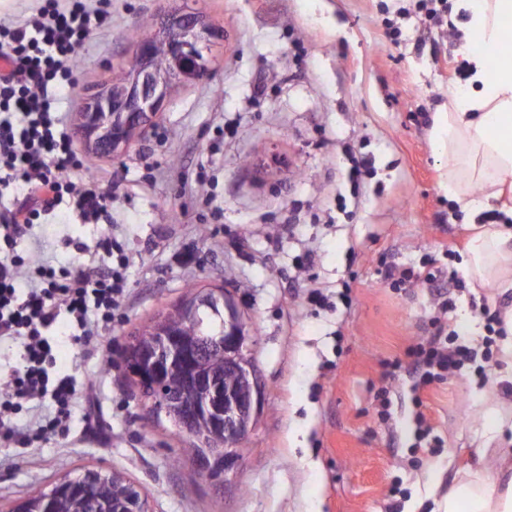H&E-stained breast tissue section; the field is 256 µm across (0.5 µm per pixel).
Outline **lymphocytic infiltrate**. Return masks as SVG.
<instances>
[{
    "label": "lymphocytic infiltrate",
    "mask_w": 512,
    "mask_h": 512,
    "mask_svg": "<svg viewBox=\"0 0 512 512\" xmlns=\"http://www.w3.org/2000/svg\"><path fill=\"white\" fill-rule=\"evenodd\" d=\"M99 0H40L34 14L0 22V198L14 189L26 194L0 225V340L23 343L20 364L0 372V438L14 434L11 418L24 404L46 399L52 414L40 420L39 435L71 427L72 411L89 383L57 370L47 330L68 315L72 341L85 358L100 357L93 345L99 322H110L120 307L125 259L116 266L81 265L73 271L32 267L16 250L19 239L62 202L88 224L112 203L111 187L77 159L57 94L76 87L70 62L89 36L108 25ZM444 299L433 318L435 333L412 350L419 386H427L473 362L469 347L455 344Z\"/></svg>",
    "instance_id": "lymphocytic-infiltrate-1"
}]
</instances>
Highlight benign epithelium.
Here are the masks:
<instances>
[{
  "mask_svg": "<svg viewBox=\"0 0 512 512\" xmlns=\"http://www.w3.org/2000/svg\"><path fill=\"white\" fill-rule=\"evenodd\" d=\"M211 35L202 15L185 7H173L160 25L137 42L132 64L122 77L101 86L80 112V135L97 151L107 155L125 152L138 132L151 126L158 107L169 90L182 82L199 81L209 75L197 65L193 47ZM224 307V329L217 336H199L192 350H185L166 325V313L156 316L161 324L159 336L145 348L130 339L127 364L141 383L143 399L158 416L168 413L175 399L165 392L164 373L187 359L224 358V371L247 380L241 390L227 388L220 380L198 374L187 379L193 393L192 403L174 416V424L186 434L193 424L207 418L223 430L221 447L194 457L195 471L209 479L229 475L243 457V446L254 429L262 405V387L253 361L254 343L247 319L238 310L231 295L222 290L195 293L180 306L190 318L199 310Z\"/></svg>",
  "mask_w": 512,
  "mask_h": 512,
  "instance_id": "1",
  "label": "benign epithelium"
}]
</instances>
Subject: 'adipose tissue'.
I'll return each instance as SVG.
<instances>
[{
  "instance_id": "1",
  "label": "adipose tissue",
  "mask_w": 512,
  "mask_h": 512,
  "mask_svg": "<svg viewBox=\"0 0 512 512\" xmlns=\"http://www.w3.org/2000/svg\"><path fill=\"white\" fill-rule=\"evenodd\" d=\"M452 12L466 15L470 41L483 50L466 53L467 85L439 113L436 140L448 148L449 197L476 215L512 187V0H454ZM461 268L479 285L511 290L512 229L485 226ZM484 417L483 440L499 450V468L463 474L436 512H512V414L491 408Z\"/></svg>"
}]
</instances>
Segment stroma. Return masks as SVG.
Here are the masks:
<instances>
[{
    "label": "stroma",
    "instance_id": "stroma-1",
    "mask_svg": "<svg viewBox=\"0 0 512 512\" xmlns=\"http://www.w3.org/2000/svg\"><path fill=\"white\" fill-rule=\"evenodd\" d=\"M167 0H112V23L73 63L62 110L76 124L88 89L119 75ZM216 34L209 79L173 86L154 128L122 155L75 140L105 176L107 218L60 205L18 243L32 264H108L78 253L109 234L127 258L121 315L101 328L111 365L81 358L67 316L51 329L57 368L93 384L98 420L33 444L0 443V512L68 471L108 467L145 492L152 512H431L428 485L494 467L479 431L487 406L512 404L500 356L414 392L395 362L429 336L437 297L393 288L387 265L458 268L475 231L448 196V155L433 127L463 86V23L452 0H187ZM368 163L360 187L353 157ZM231 292L256 340L264 389L233 491L198 475L190 444L157 423L124 362L127 339L189 290ZM448 314L461 343L483 351L463 319L512 306V292L465 280ZM423 408H416L415 398ZM434 442L420 448L417 412Z\"/></svg>",
    "mask_w": 512,
    "mask_h": 512
}]
</instances>
